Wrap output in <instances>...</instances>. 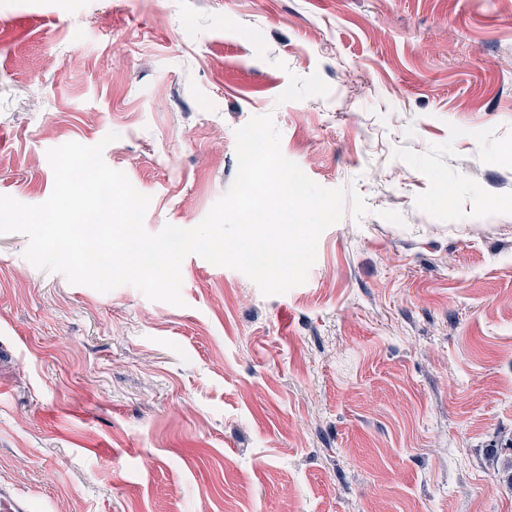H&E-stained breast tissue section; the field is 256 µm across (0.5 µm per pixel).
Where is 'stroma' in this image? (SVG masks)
Masks as SVG:
<instances>
[{
    "label": "stroma",
    "mask_w": 512,
    "mask_h": 512,
    "mask_svg": "<svg viewBox=\"0 0 512 512\" xmlns=\"http://www.w3.org/2000/svg\"><path fill=\"white\" fill-rule=\"evenodd\" d=\"M368 212L266 296L187 256L184 306L0 235V483L36 512H512V0H0V195L105 143L197 226L234 131Z\"/></svg>",
    "instance_id": "1"
}]
</instances>
